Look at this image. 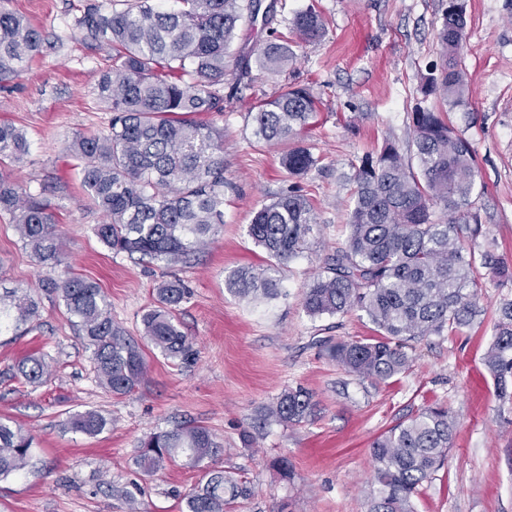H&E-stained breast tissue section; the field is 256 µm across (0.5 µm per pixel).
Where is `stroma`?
Here are the masks:
<instances>
[{
	"mask_svg": "<svg viewBox=\"0 0 512 512\" xmlns=\"http://www.w3.org/2000/svg\"><path fill=\"white\" fill-rule=\"evenodd\" d=\"M316 2L326 23L317 43L298 47L281 72L253 69V92L274 95L287 84L309 87L321 100L305 142L319 163L302 181L317 220L310 248L283 265L278 298L254 304L229 292L232 270L265 264L248 234L254 209L293 180L275 150L257 143L248 100L225 99L224 225L190 264L145 263L113 254L94 234L104 217L80 184L69 145L74 132L107 124L93 94L112 51L76 24L86 4L110 12L112 0H9L37 26L40 54L19 77L0 84V121L25 130L29 154L14 179L46 200L63 231L61 271L97 282L112 318L134 339L164 281L181 278L191 295L176 310L191 339L193 360H170L147 349L148 372L130 393L98 385L91 351L62 301L41 294L34 324L0 333V417L33 438L36 468L0 481V512H181L184 495L208 471L231 473L244 493L225 512H369L370 444L399 419L440 403L458 427L445 465L413 499L415 512H512V412L500 410L483 356L512 283L486 279L483 319L459 336L416 344L409 370L387 383L359 380L331 361L318 341L368 339L374 325L353 310L314 318L302 306L306 284L345 243L354 166L384 140L404 144L423 97L420 76L440 61L437 32L444 0H274L276 22L242 23L239 46L258 50L289 33L296 12ZM467 49L462 58L472 91L469 108L447 114L476 151L475 198L482 219L512 261V0H465ZM46 274L8 216L0 215V288L36 289ZM44 355L48 374L36 383L16 377L25 356ZM308 390L314 415L299 424L265 419L290 388ZM95 410L109 424L96 436L72 432L73 413ZM195 422L207 425L224 454L188 468L172 461L151 475L133 463L150 434ZM288 459L290 477L272 467Z\"/></svg>",
	"mask_w": 512,
	"mask_h": 512,
	"instance_id": "obj_1",
	"label": "stroma"
}]
</instances>
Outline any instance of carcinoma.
Segmentation results:
<instances>
[{
	"instance_id": "carcinoma-1",
	"label": "carcinoma",
	"mask_w": 512,
	"mask_h": 512,
	"mask_svg": "<svg viewBox=\"0 0 512 512\" xmlns=\"http://www.w3.org/2000/svg\"><path fill=\"white\" fill-rule=\"evenodd\" d=\"M177 11L155 0H117L108 14L89 6L77 20L96 40L112 47V64L94 92L110 113L108 125L93 134L78 132L70 150L79 162L84 191L106 221L94 228L116 254L169 263H187L208 247L224 224V129L202 118L224 112L227 59L235 61L237 82L250 79L252 66L278 71L295 59V48L321 40L325 21L314 4L295 14L289 39H275L257 57L234 48L243 19L258 17L261 0H180ZM465 0H448L438 39L439 67L422 77L421 92L449 109L465 106L469 83L460 65L466 43ZM40 30L0 4V83L17 76L23 63L41 51ZM320 100L307 87L289 85L271 99H258L249 118L257 142L282 149L280 164L302 179L318 163L302 135L317 122ZM28 154L26 133L0 124V213L10 217L37 261L61 263L60 233L41 197L23 189L4 170ZM476 157L471 143L448 125L444 112L418 106L412 113L407 151L385 142L354 166L355 192L344 246L325 260L304 292V310L313 317L363 312L378 336L364 340H319L330 360L361 380L384 382L405 373L408 350L426 336H458L481 314L485 284L478 269L512 281V262L498 254L472 197ZM316 225L313 207L295 185L253 212L249 236L267 254L266 265L239 268L225 277L227 289L242 298L278 296L281 266L309 249ZM41 287L56 294L92 348L99 385L116 395L131 392L147 373L141 345L112 320L110 305L93 282L71 276L46 278ZM177 278L157 288L156 305L143 317L144 338L168 358L185 360L192 343L174 311L187 298ZM39 302L28 289L0 296V324L36 320ZM484 364L501 406L512 407V300L501 304ZM48 370L42 357H28L17 374L35 383ZM314 411L312 395L291 388L266 408L283 424L305 421ZM106 418L85 411L70 429L95 436ZM457 422L447 407L433 404L397 422L371 443L374 463L370 512H415L413 497L443 466ZM32 437L0 418V481L33 466ZM224 453L202 424H184L153 433L140 442L134 464L154 473L183 458L195 467ZM243 488L224 471L186 496V512H224V493Z\"/></svg>"
}]
</instances>
